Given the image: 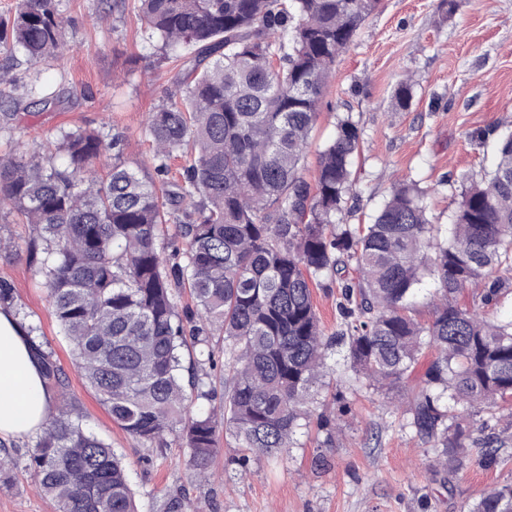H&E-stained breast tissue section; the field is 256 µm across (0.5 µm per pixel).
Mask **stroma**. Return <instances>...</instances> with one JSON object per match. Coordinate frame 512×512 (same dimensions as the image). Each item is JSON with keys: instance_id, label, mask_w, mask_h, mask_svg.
I'll return each instance as SVG.
<instances>
[{"instance_id": "1", "label": "stroma", "mask_w": 512, "mask_h": 512, "mask_svg": "<svg viewBox=\"0 0 512 512\" xmlns=\"http://www.w3.org/2000/svg\"><path fill=\"white\" fill-rule=\"evenodd\" d=\"M64 8L71 52L48 66L16 69L19 87L38 81L59 101L44 111L18 108L9 129L0 130V156L54 141L63 129L90 127L108 137L121 134L130 164L147 161L143 128L167 100L172 63L151 54L129 9L106 11L103 0H64ZM104 12L105 24L99 20ZM407 77L413 100L399 110L393 94ZM344 116L361 132L344 223H372L394 185L408 181L424 191L431 223L447 229L463 175H481L493 164V140H476L474 132L512 129V0H382L336 60L305 177H313L319 150ZM0 278L40 325L69 377V396L84 424L123 458L140 512H160L164 498L182 490L193 512H467L484 491L512 483V445L499 449L491 468L479 465L477 447L460 469L438 467V448L408 427L396 391L355 382L340 346L328 353V375L314 405L331 421L333 444H325L314 422L271 459L244 457L223 437L208 478L197 480L180 429L167 434L160 452L113 424L59 335L25 252H0ZM0 512L58 508L20 473L0 485Z\"/></svg>"}]
</instances>
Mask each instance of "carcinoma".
<instances>
[{
  "label": "carcinoma",
  "mask_w": 512,
  "mask_h": 512,
  "mask_svg": "<svg viewBox=\"0 0 512 512\" xmlns=\"http://www.w3.org/2000/svg\"><path fill=\"white\" fill-rule=\"evenodd\" d=\"M60 0H19L0 20V98L14 100L18 57L49 64L68 49ZM381 0H134L143 40L186 67L144 129L149 164L129 165L121 139L62 130L57 142L0 158V206L30 228L26 259L87 384L112 421L166 446L181 426L196 477L207 476L219 434L263 457L290 447L309 417L312 388L337 344L357 379L401 389L409 425L458 469L466 448L492 467L500 434L484 412L512 399V321L487 309L512 289V131L496 139V164L467 182L448 236L426 215L424 193L397 186L371 224H342L361 133L336 122L313 179L303 175L310 133L336 59ZM30 104L57 96L34 83ZM112 148V166L94 163ZM185 158L169 179L173 159ZM182 248L165 257L169 226ZM434 315H414L425 276ZM331 277L346 328L322 329L314 285ZM475 285L470 306L457 303ZM189 292L193 305L182 303ZM0 310L26 325L48 394L66 374L39 340L12 285ZM224 336L214 372L210 336ZM195 357L184 365L182 349ZM431 352L424 378L409 380ZM220 395L222 416L189 410ZM463 404L468 418L449 403ZM59 512H139L125 466L89 431L76 405L52 410L24 464ZM468 512H512V484L486 491Z\"/></svg>",
  "instance_id": "carcinoma-1"
}]
</instances>
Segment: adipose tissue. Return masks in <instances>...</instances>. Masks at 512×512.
<instances>
[{
  "label": "adipose tissue",
  "mask_w": 512,
  "mask_h": 512,
  "mask_svg": "<svg viewBox=\"0 0 512 512\" xmlns=\"http://www.w3.org/2000/svg\"><path fill=\"white\" fill-rule=\"evenodd\" d=\"M50 412L26 331L11 314L0 311V437L38 432Z\"/></svg>",
  "instance_id": "obj_1"
}]
</instances>
